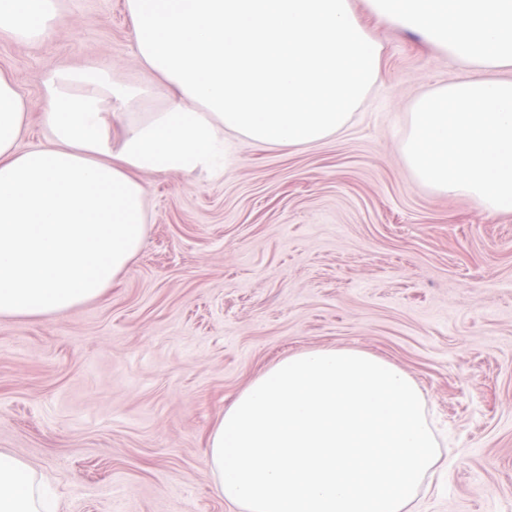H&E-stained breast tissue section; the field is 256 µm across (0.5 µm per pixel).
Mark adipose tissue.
I'll return each instance as SVG.
<instances>
[{
	"label": "adipose tissue",
	"mask_w": 512,
	"mask_h": 512,
	"mask_svg": "<svg viewBox=\"0 0 512 512\" xmlns=\"http://www.w3.org/2000/svg\"><path fill=\"white\" fill-rule=\"evenodd\" d=\"M453 59L512 71V0H367ZM140 62L178 100L128 114L141 92L108 70L51 71L46 145L20 149L27 104L0 72V317L41 319L104 295L146 233L141 175L231 165V141L301 149L341 134L377 83L382 47L350 0H127ZM55 0H0V34L43 38ZM207 463L241 512H417L440 444L416 381L369 352L288 355L224 411ZM0 512H59L35 471L0 450Z\"/></svg>",
	"instance_id": "1"
}]
</instances>
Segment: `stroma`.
<instances>
[{
  "label": "stroma",
  "mask_w": 512,
  "mask_h": 512,
  "mask_svg": "<svg viewBox=\"0 0 512 512\" xmlns=\"http://www.w3.org/2000/svg\"><path fill=\"white\" fill-rule=\"evenodd\" d=\"M378 83L346 131L300 150L236 142L223 173L144 174L147 235L102 297L44 319L0 318V449L56 489L61 512H236L207 440L237 394L320 346L386 358L447 433L419 512H512V215L416 183L399 152L417 96L483 77L372 17ZM42 39L0 35V69L45 144L49 68H109L172 97L140 63L126 0H60Z\"/></svg>",
  "instance_id": "1"
}]
</instances>
